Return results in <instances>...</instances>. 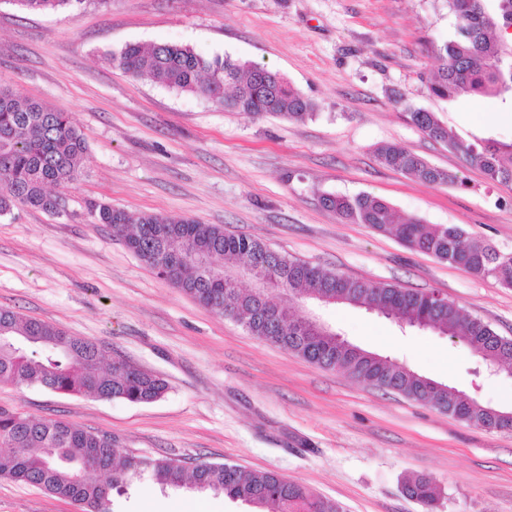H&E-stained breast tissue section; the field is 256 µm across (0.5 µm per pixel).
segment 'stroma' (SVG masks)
<instances>
[{
  "instance_id": "35a3bbf8",
  "label": "stroma",
  "mask_w": 512,
  "mask_h": 512,
  "mask_svg": "<svg viewBox=\"0 0 512 512\" xmlns=\"http://www.w3.org/2000/svg\"><path fill=\"white\" fill-rule=\"evenodd\" d=\"M445 0H84L30 12L0 0V84L68 112L87 159L65 209L0 218V309L60 326L168 383L149 404L0 384V407L111 434L127 453L274 471L344 512H512V430L487 431L251 335L159 278L89 206L183 216L370 284L441 293L512 338V288L341 221L327 194L369 193L396 213L457 224L512 251V185L492 184L408 118L434 112L457 138L512 142V104L434 98L429 47L450 38ZM171 43L267 65L316 104L301 120L227 112L115 68L125 45ZM402 103H394V94ZM395 143L459 181L430 185L384 166ZM351 344L405 363L480 403L512 408V376L446 336L336 305ZM438 495L409 497V478ZM115 512H245L221 496L140 487ZM0 512H81L0 477ZM405 490L411 498L427 503L432 502L436 494V488L432 480L422 476L408 480L405 484Z\"/></svg>"
}]
</instances>
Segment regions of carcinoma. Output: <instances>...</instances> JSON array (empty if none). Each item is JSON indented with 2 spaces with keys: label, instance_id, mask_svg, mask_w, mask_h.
I'll return each instance as SVG.
<instances>
[{
  "label": "carcinoma",
  "instance_id": "carcinoma-1",
  "mask_svg": "<svg viewBox=\"0 0 512 512\" xmlns=\"http://www.w3.org/2000/svg\"><path fill=\"white\" fill-rule=\"evenodd\" d=\"M32 12H50L84 0H9ZM456 18L454 34L430 47L436 69L428 78L430 94L440 100L512 95V54L506 29L512 24V0H446ZM113 66L134 78L224 104V110L253 116L301 119L314 104L279 72L228 56L207 57L190 47L130 43L111 55ZM410 121L430 138L459 152L492 184H512V143H467L448 133L435 113L409 112ZM83 135L70 116L45 103L22 98L0 87V217L18 206L57 214L60 195L47 191L75 180L87 156ZM384 165L426 183H456V176L429 165L406 148L386 143L376 148ZM326 208L350 223L393 235L405 247L458 265L482 279L512 288V252L497 250L456 224L430 226L411 216L395 222L393 208L369 194L323 197ZM98 224H108L128 248L155 273L176 269L171 284L211 311L241 322L253 335L283 346L321 367L336 369L379 388L394 390L431 405L442 402L466 416V422L489 428L497 408L478 403L464 392L423 376L407 366L323 336L297 320H280L282 297H339V304L362 308L410 328L459 338L485 365L512 368V339L470 319L433 291H412L389 283L369 286L297 259H285L258 239L228 234L224 228L187 217L142 214L101 203L92 206ZM210 255L217 268L260 265L270 282L265 299L256 300L216 280L185 260L183 246ZM0 382L37 386L59 394L92 395L146 404L168 389L160 376L122 358L104 363L100 347L65 329L0 310ZM93 463L105 479L90 477ZM0 477L39 486L48 493L87 506V512H113V495L150 482L163 489H192L223 495L254 509L275 512H343L341 506L271 471L244 472L231 463H202L186 470L171 458L136 459L124 453L109 434L87 432L65 421L45 420L0 407ZM407 494L423 502L435 498L431 479L417 476L405 484Z\"/></svg>",
  "mask_w": 512,
  "mask_h": 512
}]
</instances>
